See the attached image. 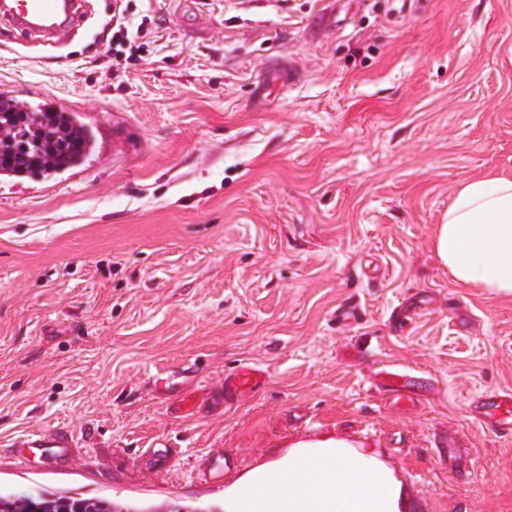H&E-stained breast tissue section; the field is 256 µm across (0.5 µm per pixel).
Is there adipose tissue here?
Wrapping results in <instances>:
<instances>
[{
    "label": "adipose tissue",
    "mask_w": 512,
    "mask_h": 512,
    "mask_svg": "<svg viewBox=\"0 0 512 512\" xmlns=\"http://www.w3.org/2000/svg\"><path fill=\"white\" fill-rule=\"evenodd\" d=\"M434 248L456 282L512 299V173L460 183ZM229 494L231 512H408L398 470L343 440L295 448L287 467L255 470Z\"/></svg>",
    "instance_id": "1"
}]
</instances>
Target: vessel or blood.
<instances>
[{"label": "vessel or blood", "instance_id": "b4317fda", "mask_svg": "<svg viewBox=\"0 0 512 512\" xmlns=\"http://www.w3.org/2000/svg\"><path fill=\"white\" fill-rule=\"evenodd\" d=\"M84 0H0V33L18 43L54 45L63 42L85 22ZM264 370L244 365L224 378V398L239 401L256 394L266 383ZM394 403H412L420 397L421 379L407 371H391L384 384ZM466 413L480 428L508 438L512 436V390L493 389L469 399ZM228 463L218 456L200 460L199 480L223 479Z\"/></svg>", "mask_w": 512, "mask_h": 512}]
</instances>
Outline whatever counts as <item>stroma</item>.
Listing matches in <instances>:
<instances>
[{
  "mask_svg": "<svg viewBox=\"0 0 512 512\" xmlns=\"http://www.w3.org/2000/svg\"><path fill=\"white\" fill-rule=\"evenodd\" d=\"M88 5L58 47L0 36V87L95 136L0 179V493L227 512L314 425L380 450L412 512H512V440L465 405L512 389V300L433 244L459 183L512 171V0H138L154 47L107 81L113 0ZM244 364L267 385L225 403ZM208 454L232 477L199 481ZM386 375L388 380L383 387L389 392L394 403L405 404L408 402L413 406L415 400H420L422 377L408 371H387Z\"/></svg>",
  "mask_w": 512,
  "mask_h": 512,
  "instance_id": "obj_1",
  "label": "stroma"
}]
</instances>
